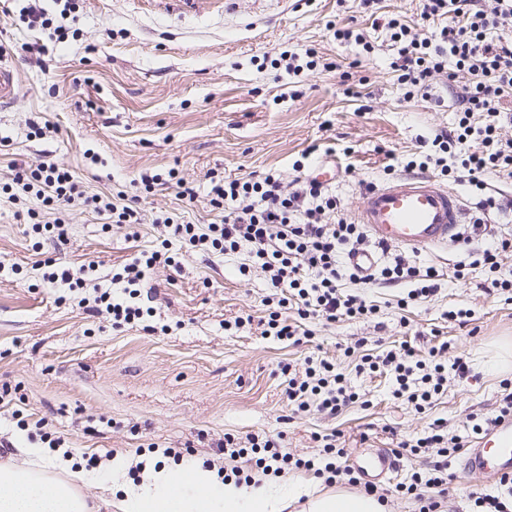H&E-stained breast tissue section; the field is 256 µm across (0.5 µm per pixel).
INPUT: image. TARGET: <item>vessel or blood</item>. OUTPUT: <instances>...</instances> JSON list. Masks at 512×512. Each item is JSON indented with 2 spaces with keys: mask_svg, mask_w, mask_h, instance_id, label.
Segmentation results:
<instances>
[{
  "mask_svg": "<svg viewBox=\"0 0 512 512\" xmlns=\"http://www.w3.org/2000/svg\"><path fill=\"white\" fill-rule=\"evenodd\" d=\"M19 76L0 58V106L16 97ZM463 206L456 191L427 176L409 175L364 191L354 216L381 246L445 247L456 242ZM354 467L363 477L380 479L394 472L396 459L386 450L358 456ZM465 471L488 478L512 474V419L492 424L470 447Z\"/></svg>",
  "mask_w": 512,
  "mask_h": 512,
  "instance_id": "1",
  "label": "vessel or blood"
}]
</instances>
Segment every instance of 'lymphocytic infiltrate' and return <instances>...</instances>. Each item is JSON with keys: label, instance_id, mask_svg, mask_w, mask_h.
Instances as JSON below:
<instances>
[{"label": "lymphocytic infiltrate", "instance_id": "lymphocytic-infiltrate-1", "mask_svg": "<svg viewBox=\"0 0 512 512\" xmlns=\"http://www.w3.org/2000/svg\"><path fill=\"white\" fill-rule=\"evenodd\" d=\"M420 18L425 27L421 33L399 18H385L384 26L398 47L393 69L409 97H430L434 84L444 76L455 82L459 118L452 130L435 134L427 153L410 160L408 166L422 171L434 167L442 177L466 181L484 192L482 207L486 212L502 210L503 204L491 193L488 179L512 180V140L502 135L505 124L512 122L507 111L512 104V43L494 41L490 33L512 26V0H421ZM466 143L472 149L461 170L453 171L447 155ZM12 182L35 192L51 214L83 196L71 172L54 163L18 168ZM210 184L209 204L223 210V223L209 225L204 233L194 224L173 223L170 234L191 250L222 254L248 250L254 269L264 273L279 294L268 308L266 335L297 344L310 335L304 321L336 323L377 315V305L345 289V281L356 280L357 275L339 261L343 251L365 246L367 236L361 225L343 217L335 196L319 183L302 178L288 183L280 173L270 170L230 179L215 176ZM508 251H512V239L501 236L468 255L471 265L488 270L489 291L512 295V279L498 274L500 257ZM175 263L164 247L134 254L112 276L113 283L123 286L124 298H113L108 289L97 291L93 312L111 316L117 326L147 321L153 310L138 304L140 288L157 267ZM375 278L408 285L406 297L398 302L405 308L410 302L434 296L440 274L436 268L417 265L396 252L377 270ZM447 350L443 344L423 355L404 342L382 355H361L357 368L389 374L393 397L406 399L422 410L443 392L449 373L462 376L467 372L462 358L447 359ZM285 395L297 414L314 407L336 415L358 398L335 363L326 359L306 360L303 373L289 378ZM319 442L318 454L304 459L265 437L248 436L242 447L228 436L224 455L234 462L231 477L247 484L252 476L238 465L244 458L265 474L305 469L325 483L344 479L350 485L362 486L366 493H377L376 484L362 482L346 464L336 434L320 436ZM461 447L460 439L448 435L439 422L415 442L400 441L396 455L423 453L429 460L408 481L398 484L397 492L414 496L419 512H442L454 478L451 460Z\"/></svg>", "mask_w": 512, "mask_h": 512}]
</instances>
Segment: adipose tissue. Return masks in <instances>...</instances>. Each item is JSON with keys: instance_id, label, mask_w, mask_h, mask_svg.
<instances>
[{"instance_id": "obj_1", "label": "adipose tissue", "mask_w": 512, "mask_h": 512, "mask_svg": "<svg viewBox=\"0 0 512 512\" xmlns=\"http://www.w3.org/2000/svg\"><path fill=\"white\" fill-rule=\"evenodd\" d=\"M25 464L0 461V512H90L79 471L60 473L48 449L22 448ZM385 512L376 496L344 488L319 491L301 479L257 476L244 485L218 479L213 470L187 464L151 467L145 481L124 488L117 512Z\"/></svg>"}]
</instances>
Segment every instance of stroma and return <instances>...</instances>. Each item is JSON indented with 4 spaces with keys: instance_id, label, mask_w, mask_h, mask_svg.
I'll return each instance as SVG.
<instances>
[{
    "instance_id": "obj_1",
    "label": "stroma",
    "mask_w": 512,
    "mask_h": 512,
    "mask_svg": "<svg viewBox=\"0 0 512 512\" xmlns=\"http://www.w3.org/2000/svg\"><path fill=\"white\" fill-rule=\"evenodd\" d=\"M196 0L181 12L166 0H81L66 25L74 38L59 44L48 31L28 28L19 0H0V49L19 72L13 105L0 108V183L13 170L42 161L74 173L84 202L60 214L65 242L43 240L46 255L87 284L107 288L113 270L134 253L159 245L171 217L206 228L222 223V211L207 201L210 175L234 178L274 168L285 180L325 159L340 174L327 188L354 213L369 185L388 182L387 165L403 174L438 131L457 118L456 97L439 80L431 99L408 98L392 62L397 55L381 17H398L422 31L419 0H377L375 14L358 0ZM352 25L374 50L336 39L335 26ZM38 41L48 49L44 63L20 51ZM316 48L337 70L293 73L271 68L267 57ZM349 72L341 83L340 72ZM38 123L42 135L29 125ZM178 171L197 191L181 199L175 185L158 184L141 195L140 223H113L91 204L92 196L138 193L142 173ZM453 189L467 215L461 226L470 247L492 235H512V213L488 218L480 192L466 182ZM139 194V193H138ZM34 195L10 199L0 193V438L13 440L12 417L22 410L45 419V429L28 427L30 442L42 431L65 436L72 456L96 455L98 468L86 487L98 498L114 457L134 469L141 484L145 464L164 461V449L183 452L185 463L225 465V435L272 438L299 457L316 453L314 434L341 435L347 457L361 449L393 448L424 435L434 422L449 435L470 441V414L489 415L503 394L512 368L493 371L490 353L512 342V301L490 294L487 272L453 276L461 247L409 250L411 260L443 275L431 301L399 310L408 285H368L364 291L380 308L378 321L309 322L310 339L292 345L264 335L266 299L273 293L263 273L240 274L246 251L228 255L179 250V269L155 270L141 289L153 307L157 333L115 327L105 315H90L82 291L52 287L35 268L28 210H41ZM95 261L87 269V261ZM469 309L466 323L442 318L449 306ZM243 316L247 325L225 329ZM408 341L420 349L447 343L449 357H462L465 377L449 375L443 394L423 411L394 398L389 375L357 372L356 356L379 354ZM335 362L359 395L356 403L330 417L317 410L293 414L284 390L285 366L303 369L306 359Z\"/></svg>"
}]
</instances>
